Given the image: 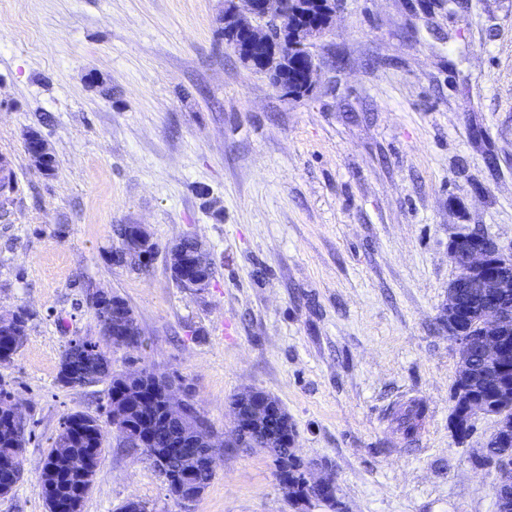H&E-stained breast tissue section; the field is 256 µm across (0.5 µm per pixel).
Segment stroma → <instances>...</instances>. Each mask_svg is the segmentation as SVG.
I'll return each mask as SVG.
<instances>
[{"mask_svg":"<svg viewBox=\"0 0 512 512\" xmlns=\"http://www.w3.org/2000/svg\"><path fill=\"white\" fill-rule=\"evenodd\" d=\"M225 0H0V314L31 312L4 379L26 424L23 479L0 512H47L37 478L61 418L104 434L82 512H293L270 458L227 447L230 395L260 390L296 450L336 477L344 512H495L494 469L452 435L458 347L442 307L448 242L473 229L512 254V0H338L311 51L315 87L284 95L224 37ZM38 132L46 176L25 149ZM121 224L157 244L147 271L112 262ZM198 238L213 280H172L168 248ZM134 309L151 346L112 369L188 386L216 443L209 487L184 505L115 435L108 381L57 380L87 298ZM428 415L402 444L388 413Z\"/></svg>","mask_w":512,"mask_h":512,"instance_id":"stroma-1","label":"stroma"}]
</instances>
